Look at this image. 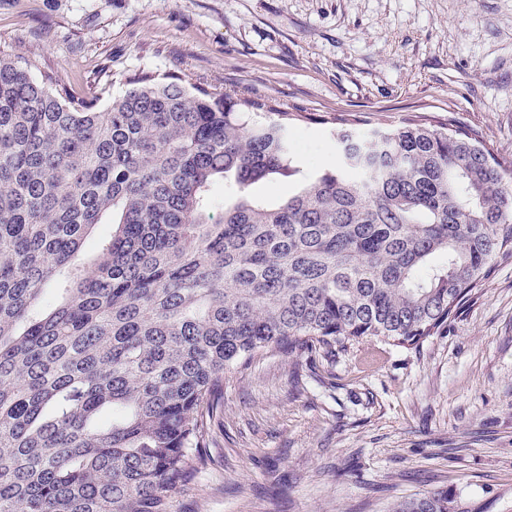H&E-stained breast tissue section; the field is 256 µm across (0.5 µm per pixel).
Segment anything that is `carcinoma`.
<instances>
[{
    "label": "carcinoma",
    "instance_id": "obj_1",
    "mask_svg": "<svg viewBox=\"0 0 512 512\" xmlns=\"http://www.w3.org/2000/svg\"><path fill=\"white\" fill-rule=\"evenodd\" d=\"M56 83L0 56V512H171L227 371L416 349L512 258V159L462 130L340 122L336 169L271 205L249 188L295 175L277 107L142 72L99 112ZM459 510L446 490L392 508Z\"/></svg>",
    "mask_w": 512,
    "mask_h": 512
}]
</instances>
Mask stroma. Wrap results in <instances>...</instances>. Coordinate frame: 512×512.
Here are the masks:
<instances>
[{
    "label": "stroma",
    "instance_id": "obj_1",
    "mask_svg": "<svg viewBox=\"0 0 512 512\" xmlns=\"http://www.w3.org/2000/svg\"><path fill=\"white\" fill-rule=\"evenodd\" d=\"M106 108L145 70L290 114L295 176L336 165L339 118L422 117L512 159V0H0V56ZM207 462L172 512H392L445 489L512 512V259L441 336L227 372Z\"/></svg>",
    "mask_w": 512,
    "mask_h": 512
}]
</instances>
